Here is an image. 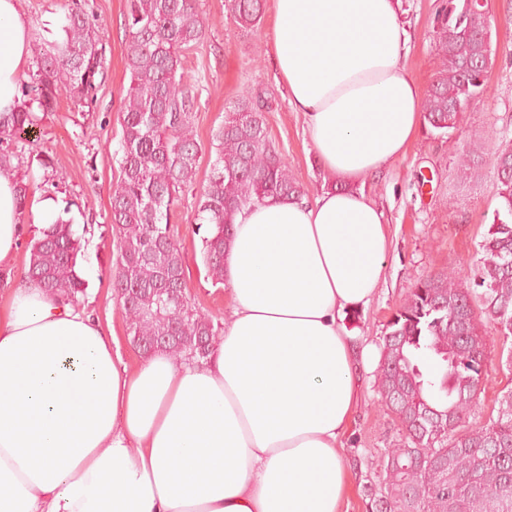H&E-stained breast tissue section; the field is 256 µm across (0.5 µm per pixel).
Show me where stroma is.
I'll return each instance as SVG.
<instances>
[{
	"label": "stroma",
	"instance_id": "stroma-1",
	"mask_svg": "<svg viewBox=\"0 0 512 512\" xmlns=\"http://www.w3.org/2000/svg\"><path fill=\"white\" fill-rule=\"evenodd\" d=\"M73 0H23L28 25L39 26L45 39L59 36ZM89 16L106 30L105 69L94 92V101L75 107L60 98L56 111L42 114L28 138L32 143L20 166L26 179L51 189L54 198L68 207V216L87 228L84 277L88 282L82 300L104 329L114 330L119 352L128 368L141 356L127 339L123 313L109 284V270L117 249V236L109 222L112 183L118 176L121 127L119 111L130 83L126 68L127 37L124 15L127 0H80ZM401 19L411 37L403 59L420 91H427L439 60L434 47L437 0H402ZM206 22L204 39L184 53V72L196 83L198 109L195 135L199 144L196 178L171 218L178 231L186 261V278L196 307L223 318L230 305L224 285L206 278L203 244L195 235L194 195L210 175L214 150L213 129L244 92L265 102L269 138L294 177L303 184L307 198L322 192L327 172L318 162L304 131L303 118L293 112L288 93L275 76L271 61L273 6L265 4L259 25L239 27L231 20L225 0H198ZM512 0H489L495 18L492 44L497 64L488 76L486 97L467 113L458 139L482 155L473 172L459 171L447 136L421 126L403 157L386 165L366 181L365 190L384 213L389 248L384 273L368 305L349 320L356 348H369L368 364L357 373L360 404L342 442L348 459L349 491L340 512H366L364 485L366 459L391 447L397 426L375 390L380 360L378 343L392 312L410 294L418 279L448 268L470 269L480 258L479 244L493 224L498 200L495 174L487 155L502 138L512 139ZM488 352L496 366L482 386L478 421L496 414L498 400L512 382V373L498 364L500 342L490 336Z\"/></svg>",
	"mask_w": 512,
	"mask_h": 512
}]
</instances>
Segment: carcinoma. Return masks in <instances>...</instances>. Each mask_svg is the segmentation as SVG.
I'll list each match as a JSON object with an SVG mask.
<instances>
[{"label": "carcinoma", "mask_w": 512, "mask_h": 512, "mask_svg": "<svg viewBox=\"0 0 512 512\" xmlns=\"http://www.w3.org/2000/svg\"><path fill=\"white\" fill-rule=\"evenodd\" d=\"M241 27L257 26L262 0H228ZM130 84L119 114V176L112 187L110 224L118 233L109 278L127 336L138 353L169 352L186 361L208 359L224 326L191 301L181 244L170 224L195 180L199 145L194 135L196 84L184 76L183 52L203 40L206 26L196 0H129L125 18ZM483 0H441L436 12L439 68L423 104V122L453 136L464 115L487 93L497 50ZM60 39L33 30L35 55L20 80L19 102L0 112V174L13 176L22 211L31 186L18 175L36 111L54 112L61 92L85 107L103 73V28L76 5ZM263 100L242 96L212 133L214 159L195 201L194 233H203L208 277L224 283V255L235 215L269 197L304 191L269 139ZM452 147L459 170L481 157ZM499 203L497 222L480 245L482 258L465 287L455 267L419 280L392 313L380 344L376 390L398 426V438L375 459L367 485L371 512H512V387L497 416L467 424L492 367L487 326L504 337L512 367V139L492 153ZM84 236L57 219L26 244L24 276L50 297L79 303L87 282L78 271ZM177 288L185 301L157 307V293Z\"/></svg>", "instance_id": "1"}]
</instances>
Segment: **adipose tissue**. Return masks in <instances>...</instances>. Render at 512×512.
<instances>
[{
	"instance_id": "ef3b65f1",
	"label": "adipose tissue",
	"mask_w": 512,
	"mask_h": 512,
	"mask_svg": "<svg viewBox=\"0 0 512 512\" xmlns=\"http://www.w3.org/2000/svg\"><path fill=\"white\" fill-rule=\"evenodd\" d=\"M400 3L275 0L273 65L350 188L237 214L232 306L207 362L159 352L128 370L86 308L15 288L0 309V512H338L360 401L345 317L371 300L388 249L363 184L423 122ZM31 57L22 0H0V112ZM19 213L0 175V268Z\"/></svg>"
}]
</instances>
